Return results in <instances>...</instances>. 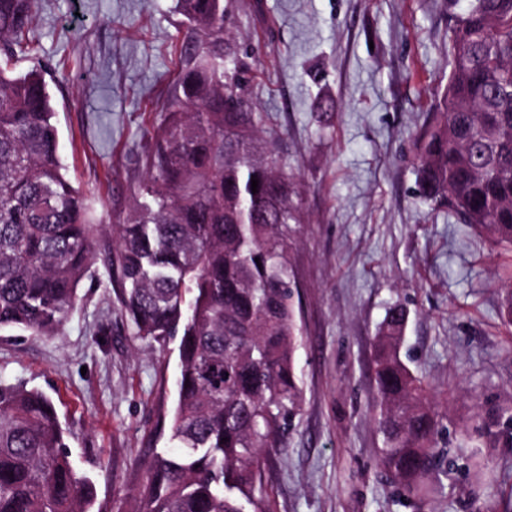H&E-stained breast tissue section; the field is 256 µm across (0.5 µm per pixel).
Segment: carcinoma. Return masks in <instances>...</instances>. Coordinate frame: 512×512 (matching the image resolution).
<instances>
[{"mask_svg": "<svg viewBox=\"0 0 512 512\" xmlns=\"http://www.w3.org/2000/svg\"><path fill=\"white\" fill-rule=\"evenodd\" d=\"M187 30L168 109L143 154L146 177L112 225L118 302L148 345L177 339L169 448L153 449L132 512H270L266 467L300 411L302 326L289 255L293 191L248 106V69L224 37V0H178ZM36 0H0V328L55 336L96 263L89 208L58 152L48 68L29 57ZM448 79L418 146L417 191L494 246L512 247V0H474L450 24ZM258 179L252 192L251 178ZM409 317L388 309L372 346L377 465L407 501L442 493L452 390L405 364ZM481 425L486 447L512 438ZM51 397L0 382V512H93ZM479 488L489 454L460 432Z\"/></svg>", "mask_w": 512, "mask_h": 512, "instance_id": "1", "label": "carcinoma"}]
</instances>
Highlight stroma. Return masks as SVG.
Returning <instances> with one entry per match:
<instances>
[{
	"label": "stroma",
	"mask_w": 512,
	"mask_h": 512,
	"mask_svg": "<svg viewBox=\"0 0 512 512\" xmlns=\"http://www.w3.org/2000/svg\"><path fill=\"white\" fill-rule=\"evenodd\" d=\"M224 27L257 77L301 222L291 239L303 327V404L265 471L273 512H504L512 443L492 490L463 471L404 502L376 465L372 341L393 304L410 318L401 357L454 388L448 439L512 409V326L499 315L512 250L490 247L416 195L417 142L448 76L450 16L470 0H224ZM176 0H39L66 173L87 198L97 261L59 333L0 329V379L42 390L103 512H130L152 449L168 447L176 343L147 346L121 314L111 224L133 204L178 59Z\"/></svg>",
	"instance_id": "stroma-1"
}]
</instances>
